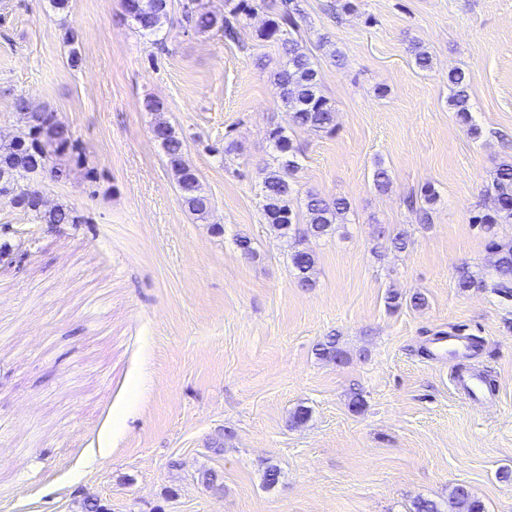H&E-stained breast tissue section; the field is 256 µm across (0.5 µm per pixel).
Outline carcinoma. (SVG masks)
<instances>
[{
	"label": "carcinoma",
	"mask_w": 512,
	"mask_h": 512,
	"mask_svg": "<svg viewBox=\"0 0 512 512\" xmlns=\"http://www.w3.org/2000/svg\"><path fill=\"white\" fill-rule=\"evenodd\" d=\"M256 0H224V12L216 13L201 8L197 0L183 4V17L190 28L199 33L216 30L224 40H238L239 25L254 11ZM171 0H121L123 18L137 32L152 35L160 32L168 21ZM273 16L259 30L265 40L279 43L282 63L271 75L272 83L287 117V126L280 124L270 129L268 138L272 146L274 163L262 169V212L266 223L279 231L282 237H295L296 247L289 260L298 284L310 288L315 283V260L307 249L300 247L309 236L322 237L332 233L333 225L345 220L350 209L344 197L326 198L309 193L298 196L295 176L300 162L293 148L287 129H310L330 133L336 127L335 107L321 90L317 64L300 42L293 38L299 28L298 19L303 17L299 0H280L272 3ZM449 102L456 119L468 135L477 139L481 131L471 114L469 77L460 69L448 73ZM16 108L26 112L28 132L9 144L0 147V199L7 198L33 217L38 224H80L82 217L72 208L58 206L42 209L40 191L20 183V179L46 172L55 180L67 177V170L51 163L54 155L67 150L75 151V141L52 115L31 107L21 97ZM154 138L162 146L170 169L178 185L183 203L194 214L205 217L212 208L209 197L201 192L199 177L185 159V141L166 121H157L152 127ZM495 195L491 206L478 211L473 221L483 225L490 234L489 248L495 258L494 287L512 292V242L496 240L497 224L512 222V164L504 163L496 170ZM437 201L431 187L420 196L406 200L408 210L415 213L419 223L430 222L428 207ZM305 227H300V220ZM450 512H484L480 500L462 486L455 487L449 498Z\"/></svg>",
	"instance_id": "carcinoma-1"
}]
</instances>
